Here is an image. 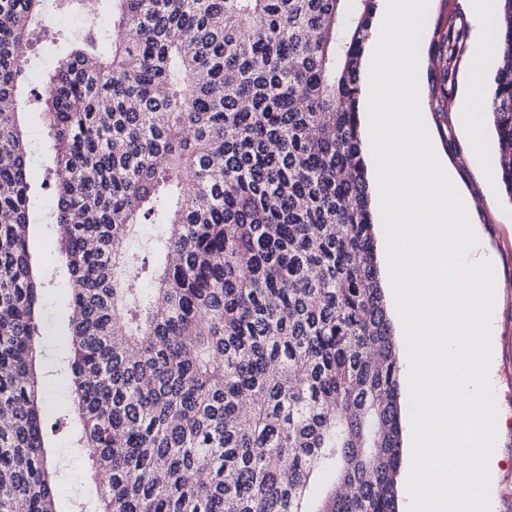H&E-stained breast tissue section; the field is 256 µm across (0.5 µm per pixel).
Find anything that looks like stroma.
I'll use <instances>...</instances> for the list:
<instances>
[{
	"label": "stroma",
	"instance_id": "obj_1",
	"mask_svg": "<svg viewBox=\"0 0 512 512\" xmlns=\"http://www.w3.org/2000/svg\"><path fill=\"white\" fill-rule=\"evenodd\" d=\"M445 15L462 22L469 37L464 53L456 59L457 77L448 96V111L444 114L428 112L427 129L455 172L462 191L475 205L473 222L477 227L480 250L493 257L496 298L492 320L491 382L498 406L495 467L499 476L493 492V512H512V203L495 181L493 172L474 159L471 145L458 127L457 112L465 89L466 63L476 49V24L469 14L468 0H431L422 46L430 48ZM89 24L88 18L79 15L56 14L54 27L61 30L62 35L56 38L48 33H38L30 52L26 85L45 86L48 72L68 43ZM22 123L33 189L29 245L44 282L40 371L47 388L46 415L49 421L60 424L58 430L48 435L58 490L57 509L58 512H95L98 506L96 483L90 475L86 455L73 444L81 422L77 414L65 418L60 415L61 409L73 402L65 346L71 316L67 305L70 283L64 261L50 249L51 243L58 238V228L51 216V193L43 184L52 162L50 139L42 112L26 110Z\"/></svg>",
	"mask_w": 512,
	"mask_h": 512
}]
</instances>
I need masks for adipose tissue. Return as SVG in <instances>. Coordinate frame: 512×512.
<instances>
[{
	"mask_svg": "<svg viewBox=\"0 0 512 512\" xmlns=\"http://www.w3.org/2000/svg\"><path fill=\"white\" fill-rule=\"evenodd\" d=\"M469 6L476 22L477 49L469 63L467 86L459 106L458 123L473 144L476 160L481 161L491 152L482 125L485 101L483 76L490 56L502 53L505 44L498 33L497 0H469Z\"/></svg>",
	"mask_w": 512,
	"mask_h": 512,
	"instance_id": "adipose-tissue-1",
	"label": "adipose tissue"
}]
</instances>
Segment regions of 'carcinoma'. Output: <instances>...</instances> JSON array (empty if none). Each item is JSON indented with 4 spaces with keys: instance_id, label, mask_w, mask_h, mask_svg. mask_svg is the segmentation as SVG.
<instances>
[{
    "instance_id": "1",
    "label": "carcinoma",
    "mask_w": 512,
    "mask_h": 512,
    "mask_svg": "<svg viewBox=\"0 0 512 512\" xmlns=\"http://www.w3.org/2000/svg\"><path fill=\"white\" fill-rule=\"evenodd\" d=\"M500 2L506 51L485 108L512 201ZM375 12L93 0L96 36L73 40L36 96L24 73L45 0H0V512H56L57 499L24 95L51 141L74 444L97 512H398L399 366L358 110ZM465 36L453 18L438 28L440 110ZM140 224L163 228L151 254L128 248Z\"/></svg>"
}]
</instances>
